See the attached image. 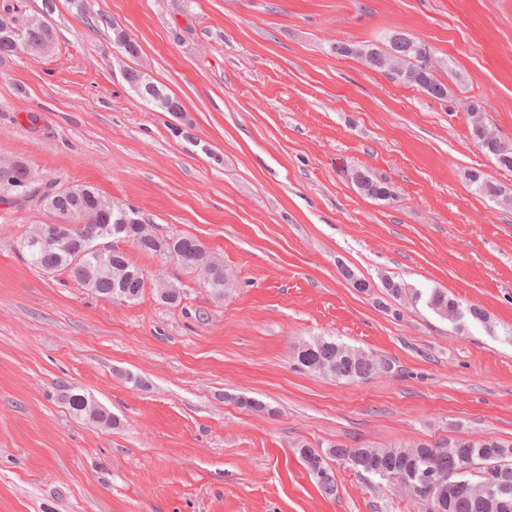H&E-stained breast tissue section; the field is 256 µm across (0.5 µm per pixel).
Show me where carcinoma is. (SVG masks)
<instances>
[{
  "label": "carcinoma",
  "mask_w": 512,
  "mask_h": 512,
  "mask_svg": "<svg viewBox=\"0 0 512 512\" xmlns=\"http://www.w3.org/2000/svg\"><path fill=\"white\" fill-rule=\"evenodd\" d=\"M20 42L29 56L39 54L42 42L53 36L49 28L24 25L19 30ZM339 55H351L371 64L372 68L390 74L402 82L415 85L434 98H444L448 94L447 86L441 82L433 69L429 48L402 32H393L382 45L352 44L336 42L332 46ZM470 116V134L477 146L486 154L494 155V145L487 141L490 128L473 104L466 105ZM351 182L359 192L369 198L386 200L391 197L388 187L374 175L360 167L346 169ZM28 167L15 168L8 181L0 180V187L9 190L10 196L1 197L2 204L38 203L44 204L40 192L60 186L57 181L34 182ZM470 182L481 195L500 204L512 202L498 183L485 178L480 173L470 175ZM83 195H70L67 192L55 194L53 211L63 218L77 220L88 217L83 226L69 229L68 237L72 245L62 248L57 245H25L30 265L43 271H64L71 277L92 289L100 297L109 300L113 290L118 289L126 295V300L138 299L145 288V275L136 266L127 262L124 254L116 248L106 252H89L87 248L95 241L98 225L113 224L117 215L108 216L100 211L97 199L101 194L92 185L86 187ZM201 242L190 235L169 239L155 237L138 241V249L155 256L173 249L189 257L196 253ZM94 260L106 267L97 280L86 281V265ZM207 287L216 295L224 294L233 284V275L225 268L203 273ZM389 298L397 301H415L414 287L401 280L386 277L382 281ZM426 306L440 318L459 324L455 311L459 302L444 290L432 288L423 293ZM305 348L296 354V360L302 369L319 373L347 382L366 381L384 372L381 360L372 354L338 342L332 338L318 337L304 341ZM69 407L77 414L88 416L93 422L104 427L117 425L112 412L97 401L84 394L69 393L65 396ZM306 468L316 478L320 492L330 495L334 492V474L326 458L333 457L337 462L352 467L359 473L376 476L387 481H401L414 472L428 470L438 475L440 487L433 488L432 496L442 494L436 512H512V441L503 439H479L475 441L455 442L439 441L435 444H418L397 447L344 448L333 446L324 454L312 448L299 450Z\"/></svg>",
  "instance_id": "carcinoma-1"
}]
</instances>
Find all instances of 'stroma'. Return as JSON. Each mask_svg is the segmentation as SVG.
<instances>
[{"label": "stroma", "mask_w": 512, "mask_h": 512, "mask_svg": "<svg viewBox=\"0 0 512 512\" xmlns=\"http://www.w3.org/2000/svg\"><path fill=\"white\" fill-rule=\"evenodd\" d=\"M55 4L50 51L0 60V159L94 185L157 236L196 237L234 286L216 297L196 271L123 242L148 284L102 299L24 260L50 210L0 203V512H426L339 464L322 495L300 446L512 440V206L468 179L512 191V172L475 146L464 109L512 139V0H91L178 114L130 90L110 29ZM395 31L440 61L447 98L332 50ZM353 166L391 198L360 194ZM159 276L181 287L177 303ZM386 276L489 322L383 310ZM320 336L392 370L345 383L301 369L295 344ZM70 391L117 426L74 414ZM87 23L90 22L95 26H106L107 28L112 26V31L114 35L113 43L121 50V52L126 55L125 48L130 49L135 46L136 41L133 40L130 35L123 29H119L111 20L110 17L105 13H97L95 16L89 17L86 19ZM470 182L475 185V189L481 195L500 204H508L512 202V197L505 192L503 187L498 183L485 178L480 173H472Z\"/></svg>", "instance_id": "stroma-1"}]
</instances>
